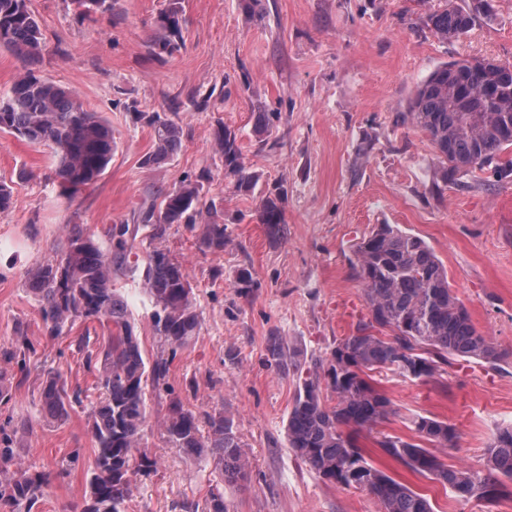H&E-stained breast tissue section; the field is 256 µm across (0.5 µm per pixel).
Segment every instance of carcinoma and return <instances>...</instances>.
<instances>
[{
    "label": "carcinoma",
    "instance_id": "carcinoma-1",
    "mask_svg": "<svg viewBox=\"0 0 512 512\" xmlns=\"http://www.w3.org/2000/svg\"><path fill=\"white\" fill-rule=\"evenodd\" d=\"M80 15L90 17L112 11V0H72ZM490 17L489 0H473L464 9L448 0L446 7L427 18L434 35L454 42L466 34L479 17ZM165 36L158 47L165 51L181 36L178 11L160 17ZM45 44L40 24L28 0H0V48L35 62ZM486 58L462 59L436 69L416 89L408 111L396 123L422 131L435 148L445 179L460 185L475 170L492 168L498 180L512 176V160L502 154L512 148V64L490 68ZM154 134V150L143 164L158 166L181 147V128L159 112L136 113ZM0 133L50 149L62 193L71 196L93 184L112 161L115 140L112 125L83 107L78 95L35 74L31 68L18 74L0 92ZM224 158V177L239 191L252 190L258 175L249 171L233 131L223 127L216 138ZM200 180L186 178L167 192L158 209H149L135 226L114 224L102 248L79 224H70L56 258L27 271L29 291L40 305L45 335L56 338L78 319L106 321L108 335L99 351L89 349L90 337L81 338L87 349L86 364L97 372L102 390L91 411L95 459L89 496L81 512H125L132 492L134 452L147 420L148 389L165 385L167 363L147 362L134 330L126 301L115 287V277L131 269L130 256L139 230L154 241L172 224L193 228L203 224L200 247L220 252L228 244L224 223L218 220L215 200H204ZM285 192L262 199L261 223L280 233L286 224ZM355 269L365 284L369 319L341 340L327 369L328 388L322 394L318 373L304 379L288 415V447L331 483L350 488L353 478L366 476V490L382 512H434L429 498L413 491L368 461L356 433L370 430L387 417L391 402L376 385L374 373L392 369L405 377L427 380L439 364L460 358L496 366L503 354L491 337L479 331L450 287L448 271L419 237L395 224H379L355 249ZM144 295L151 308L155 335L172 348H182L196 336L200 321L192 300V287L182 265L157 246L145 248L142 263ZM390 329L393 335L377 332ZM34 345L24 339L3 360L26 369V354ZM267 366L288 373L298 366L300 352L280 336L267 345ZM83 391L71 389L62 375L50 372L41 393L45 416L63 421L73 405L82 403ZM198 417L181 400L170 403L164 435L175 448L194 452L218 470L223 482L233 485L249 479L251 463L233 421L218 413ZM417 437L441 448L456 445L454 427L431 417L411 420ZM17 430L0 426V503L25 504L32 512L47 478L31 474L14 455ZM376 444L389 457L412 472L436 480L463 501L512 497V425L497 429L477 470L453 468L421 444L384 436ZM192 512H229L224 488L209 490Z\"/></svg>",
    "mask_w": 512,
    "mask_h": 512
}]
</instances>
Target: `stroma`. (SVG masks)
Listing matches in <instances>:
<instances>
[{"instance_id":"obj_1","label":"stroma","mask_w":512,"mask_h":512,"mask_svg":"<svg viewBox=\"0 0 512 512\" xmlns=\"http://www.w3.org/2000/svg\"><path fill=\"white\" fill-rule=\"evenodd\" d=\"M180 9L182 36L159 53V18ZM445 0H115L111 13L81 17L71 0H29L45 50L34 70L74 90L87 110L112 125L116 149L105 174L66 197L56 164L43 148L0 134V181L13 188L0 213V349L18 337L35 345L24 374L12 381L0 420L28 421L17 458L51 483L33 512H72L82 504L93 468L91 403L100 391L85 367L78 339L103 332L77 321L58 339L45 337L27 270L51 258L66 225H82L98 243L113 224H136L184 176L208 172L202 194L214 199L229 243L221 252L199 246L200 229L169 226L158 240L185 269L200 326L174 351L156 336L140 273L119 275L147 361L166 360L169 392L151 394L140 446L150 468L132 476L126 512H185L219 479L197 456L173 447L161 423L171 397L198 418L224 413L251 459L245 485H228L230 512H381L367 491L320 478L288 446V414L315 361L369 316L364 285L352 267L359 239L394 224L421 237L443 262L448 280L478 330L504 355L499 368L455 361L427 381L382 370L375 376L392 412L359 443L378 468L430 498L435 512H512V497L462 501L440 483L385 455L383 434L412 438V418L453 426L455 447L437 449L448 466L478 468L497 426L512 423V179L478 173L468 189L443 180L429 138L395 124L418 85L454 60L512 63V0H493L490 18L453 43L426 25ZM161 112L183 129L182 146L158 168L144 166L152 130L135 113ZM276 115L273 134L257 131L259 113ZM235 131L246 166L259 176L254 192L224 177L216 150L219 127ZM287 191L286 230L260 221L262 196ZM249 269L255 288L241 292ZM302 352L301 372L266 365L271 335ZM81 387L88 405L62 422L41 411L49 371ZM78 463H69L72 452Z\"/></svg>"}]
</instances>
